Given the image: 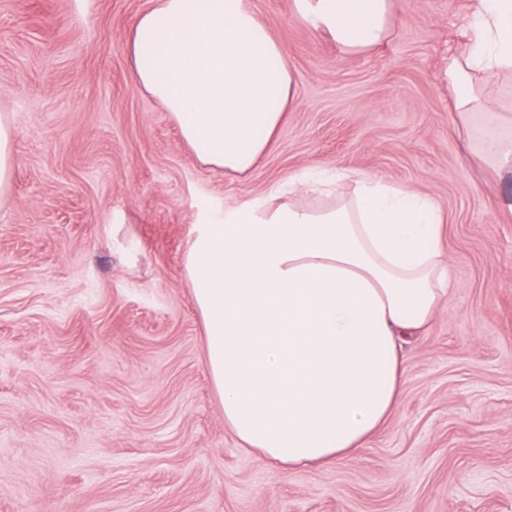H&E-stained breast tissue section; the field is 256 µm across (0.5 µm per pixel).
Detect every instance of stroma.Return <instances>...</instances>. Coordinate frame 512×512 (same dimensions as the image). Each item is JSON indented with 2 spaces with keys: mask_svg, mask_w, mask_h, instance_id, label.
<instances>
[{
  "mask_svg": "<svg viewBox=\"0 0 512 512\" xmlns=\"http://www.w3.org/2000/svg\"><path fill=\"white\" fill-rule=\"evenodd\" d=\"M295 102L247 174L203 167L132 77L153 0H0V512H512V213L442 77L474 0H393L344 52L247 0ZM433 199L453 288L404 346L399 404L354 457L279 470L224 422L184 255L225 202L311 169ZM13 131L7 116L0 114V195L7 189L13 168Z\"/></svg>",
  "mask_w": 512,
  "mask_h": 512,
  "instance_id": "1",
  "label": "stroma"
}]
</instances>
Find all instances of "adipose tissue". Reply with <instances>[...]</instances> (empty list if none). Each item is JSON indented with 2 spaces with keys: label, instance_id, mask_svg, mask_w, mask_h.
<instances>
[{
  "label": "adipose tissue",
  "instance_id": "1",
  "mask_svg": "<svg viewBox=\"0 0 512 512\" xmlns=\"http://www.w3.org/2000/svg\"><path fill=\"white\" fill-rule=\"evenodd\" d=\"M348 53L388 35L391 0H293ZM448 59L471 153L512 211V113L485 93L512 70V0H475ZM128 49L136 84L201 163L248 173L295 100L280 43L246 0H155ZM348 180L354 196L339 195ZM438 204L355 169L293 176L285 194L225 205L196 225L184 257L224 422L241 445L290 468L356 454L393 413L402 345L449 295Z\"/></svg>",
  "mask_w": 512,
  "mask_h": 512
}]
</instances>
